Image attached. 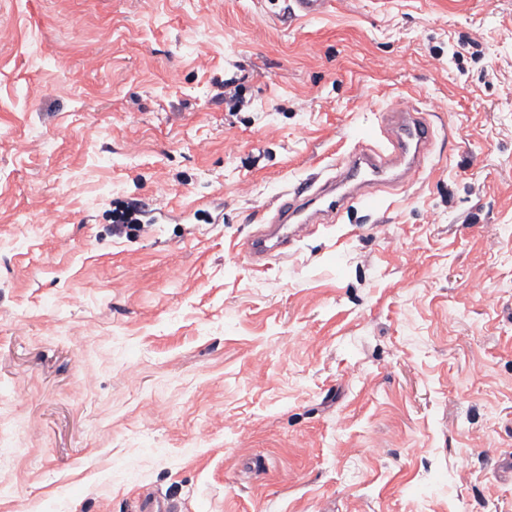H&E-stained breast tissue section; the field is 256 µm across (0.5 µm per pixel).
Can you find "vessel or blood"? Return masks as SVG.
<instances>
[{
    "instance_id": "obj_1",
    "label": "vessel or blood",
    "mask_w": 512,
    "mask_h": 512,
    "mask_svg": "<svg viewBox=\"0 0 512 512\" xmlns=\"http://www.w3.org/2000/svg\"><path fill=\"white\" fill-rule=\"evenodd\" d=\"M332 0H288L289 20L320 17ZM434 140L433 125L410 101L393 103L377 133L361 138L330 172L302 179L284 191L269 222L278 229H258L243 243L244 254L253 262L287 255L313 225L340 223L353 206L379 208L374 187L418 175L425 154Z\"/></svg>"
}]
</instances>
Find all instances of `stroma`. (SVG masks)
I'll return each instance as SVG.
<instances>
[{
  "instance_id": "35a3bbf8",
  "label": "stroma",
  "mask_w": 512,
  "mask_h": 512,
  "mask_svg": "<svg viewBox=\"0 0 512 512\" xmlns=\"http://www.w3.org/2000/svg\"><path fill=\"white\" fill-rule=\"evenodd\" d=\"M334 2L0 0V512H512V0ZM405 97L419 178L252 264ZM288 20H308L320 17L327 11L332 0H287ZM137 215L138 214L126 210L121 211L120 214H116L113 222L118 224L112 225L113 235L118 237L126 236L127 238H130L140 232L142 230V225L139 224L141 221L136 217Z\"/></svg>"
}]
</instances>
